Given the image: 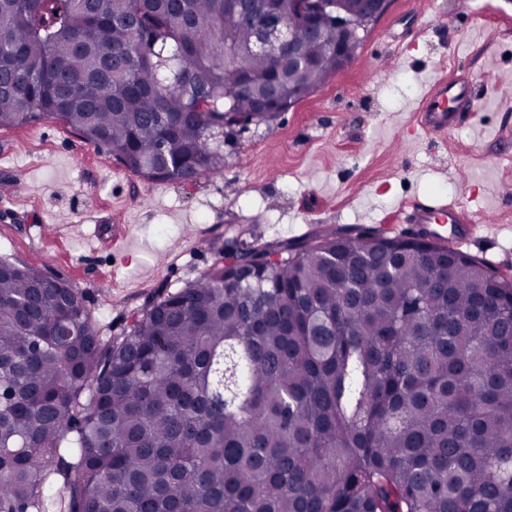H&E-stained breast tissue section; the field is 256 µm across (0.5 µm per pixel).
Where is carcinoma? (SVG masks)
<instances>
[{
    "label": "carcinoma",
    "instance_id": "cac0c4a2",
    "mask_svg": "<svg viewBox=\"0 0 512 512\" xmlns=\"http://www.w3.org/2000/svg\"><path fill=\"white\" fill-rule=\"evenodd\" d=\"M252 49L224 0H0V128L57 120L161 183L224 168L336 74ZM128 17L131 23L113 19ZM376 230L291 238L99 336L80 289L0 260V512H512V288Z\"/></svg>",
    "mask_w": 512,
    "mask_h": 512
}]
</instances>
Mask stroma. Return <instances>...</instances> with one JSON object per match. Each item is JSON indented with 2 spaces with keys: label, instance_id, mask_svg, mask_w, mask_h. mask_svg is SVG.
I'll list each match as a JSON object with an SVG mask.
<instances>
[{
  "label": "stroma",
  "instance_id": "stroma-1",
  "mask_svg": "<svg viewBox=\"0 0 512 512\" xmlns=\"http://www.w3.org/2000/svg\"><path fill=\"white\" fill-rule=\"evenodd\" d=\"M480 79L473 124L413 134L440 71ZM222 170L189 183L135 176L58 122L1 129L0 259L81 289L103 336L121 333L162 288L219 261L229 240L262 246L320 232L404 235L398 206L436 196L490 214L466 253L512 278V0H391L350 64L272 126L222 139ZM120 211L128 240H97Z\"/></svg>",
  "mask_w": 512,
  "mask_h": 512
}]
</instances>
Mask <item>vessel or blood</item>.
<instances>
[{"instance_id":"1","label":"vessel or blood","mask_w":512,"mask_h":512,"mask_svg":"<svg viewBox=\"0 0 512 512\" xmlns=\"http://www.w3.org/2000/svg\"><path fill=\"white\" fill-rule=\"evenodd\" d=\"M479 110V98L469 77L434 78L416 109V126L425 135L441 137L448 131L467 124ZM396 220L420 228L430 226L456 227V243H465L471 234L475 218L459 203L437 197L417 198L405 202Z\"/></svg>"}]
</instances>
